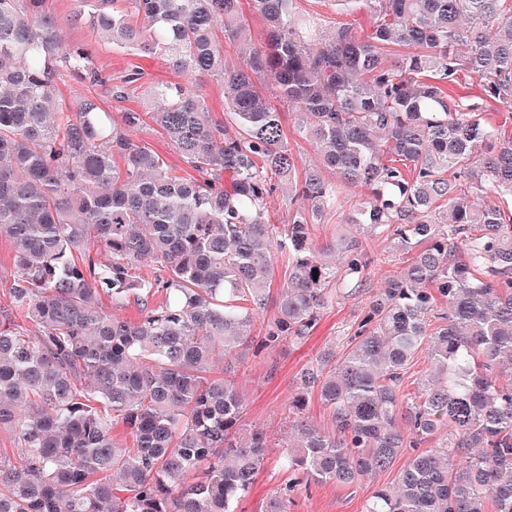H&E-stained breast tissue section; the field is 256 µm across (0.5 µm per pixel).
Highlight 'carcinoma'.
Here are the masks:
<instances>
[{"label": "carcinoma", "instance_id": "1", "mask_svg": "<svg viewBox=\"0 0 512 512\" xmlns=\"http://www.w3.org/2000/svg\"><path fill=\"white\" fill-rule=\"evenodd\" d=\"M45 4L0 0V236L15 251L12 309L34 328L0 309V427L17 439L0 453V512H235L267 448L261 432L237 437L242 350L302 343L321 310L365 291L380 237L408 263L345 355L302 372L280 455L292 478L259 512H288L312 483L370 479L408 448L365 512H512V209L486 200L489 187L512 198V136L486 119L512 102L509 0H336L370 13L366 39L299 23L296 0H88L112 47L183 78L118 120L92 94L60 99L66 72L104 78ZM244 4L267 24L260 45ZM391 45L406 53L388 60ZM461 71L480 95H448ZM201 74L222 82L229 123L211 118ZM284 107L322 166H301ZM150 123L195 176L127 137ZM323 167L371 190L332 246L336 265L312 238L342 208ZM284 188L277 225L268 203ZM278 255L288 276L257 338ZM144 261L150 277L132 273ZM105 298L117 310L134 298L143 315ZM418 352L433 372L407 397ZM311 389L329 428L306 415ZM118 423L132 446L112 435Z\"/></svg>", "mask_w": 512, "mask_h": 512}]
</instances>
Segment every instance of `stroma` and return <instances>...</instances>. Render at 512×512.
<instances>
[{
  "mask_svg": "<svg viewBox=\"0 0 512 512\" xmlns=\"http://www.w3.org/2000/svg\"><path fill=\"white\" fill-rule=\"evenodd\" d=\"M48 7L63 22L66 39L74 44L90 46L94 51L95 64L111 78L110 83L99 86L70 76L62 78L58 82L61 100L72 103L92 94L99 98L105 110L115 114L128 109L142 110L150 103V85L176 81V74L164 60L144 59L112 49L110 44L95 36L91 27L74 22V15L81 10L80 0H49ZM297 15L302 19L320 17L328 28L343 23L351 24L362 38L371 32L370 17L366 11L342 13L332 0H297ZM138 66L144 68L145 78L129 84L125 100H114L111 82L120 81L128 71ZM368 249L373 262L365 273L366 291L355 297L337 300L332 307L324 310L316 329L303 345L283 343L272 350L253 348L242 355L237 381L246 405L243 424L247 430L266 433L270 448L251 494L239 503L237 512H258L267 494L288 481L289 474L279 462L280 444L289 433L288 399L298 389L302 371L322 353L329 351L339 356L345 352L353 327L367 309L375 291L405 264V254L392 250L387 241H370ZM396 475V470L391 469L350 486L313 484L295 495L290 510L364 512V506L373 490L381 486H393Z\"/></svg>",
  "mask_w": 512,
  "mask_h": 512,
  "instance_id": "obj_1",
  "label": "stroma"
}]
</instances>
